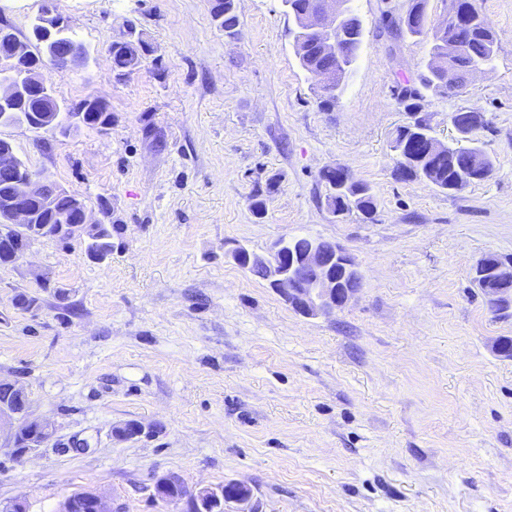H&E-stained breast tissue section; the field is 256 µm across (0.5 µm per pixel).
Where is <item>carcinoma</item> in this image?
Wrapping results in <instances>:
<instances>
[{
	"label": "carcinoma",
	"mask_w": 512,
	"mask_h": 512,
	"mask_svg": "<svg viewBox=\"0 0 512 512\" xmlns=\"http://www.w3.org/2000/svg\"><path fill=\"white\" fill-rule=\"evenodd\" d=\"M288 3L287 13L293 22L301 17L317 13L318 0H285ZM429 0H412V5L406 16L390 22V28L401 35L423 38L430 43L429 56L423 65L419 76L421 88L436 95L446 96L450 91L448 73L461 72L475 64L490 65L496 58L498 50L497 33L488 17L477 6L476 0H448L452 10L464 16L459 23L448 19L442 21L433 18L428 12ZM352 18L349 28L350 37L340 38L338 49L334 56L321 55L314 39L305 42V52L296 53L301 67L315 79L318 89V104L321 110L328 111L336 105V98L342 89L336 84L345 83L348 76L344 74L343 65L356 62L358 52L363 43V34L353 31L357 23V12L354 6H349ZM211 14L214 21L230 38L240 35V20L236 0H213ZM456 44L458 52L448 56V45ZM112 64L122 75H129L142 65L145 55L152 52L151 45L143 40L123 41L112 43ZM398 99L408 112H419L422 109L423 95L420 88L406 85L401 88ZM32 112L61 113L58 125H63L66 115L71 112H84V124L87 127L102 130V126L112 122V114L107 104L98 107L89 106V100L83 99L71 106L56 107L52 101L42 98L30 105ZM456 121L462 131L468 135L488 127V120L483 118V112L476 107L467 108V113L456 116ZM431 125L426 120L416 123L415 129L407 126L399 128L393 140V151L408 153L412 142L418 135L428 134ZM493 164L483 149L474 144L467 153L456 155L448 152V157L441 160H429L420 167L409 171L396 166V173L403 181L419 180L427 182L442 192L452 193L456 183L462 180L483 181L489 178ZM328 206L332 211H359L367 220L373 219L376 204L372 189L369 185L353 181L338 196L328 197ZM16 233L7 228L0 229V257H8L15 252ZM85 250L87 254L95 255L104 261L112 254V225L100 224L95 232L86 236Z\"/></svg>",
	"instance_id": "carcinoma-1"
}]
</instances>
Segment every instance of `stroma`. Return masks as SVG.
<instances>
[{"label":"stroma","mask_w":512,"mask_h":512,"mask_svg":"<svg viewBox=\"0 0 512 512\" xmlns=\"http://www.w3.org/2000/svg\"><path fill=\"white\" fill-rule=\"evenodd\" d=\"M210 5L57 0L88 58L43 76L60 101L104 100L112 129L0 128L112 227L105 261L74 237L0 266V381L56 427L28 456L0 447V512H58L87 490L122 512H185L152 498L162 475L191 494L244 483L259 512H512V358L497 350L512 313L472 280L487 254L512 262V0H478L499 48L466 92L424 94L444 143H467L460 108L490 123L474 138L491 176L451 195L395 175L397 94L430 45L382 13L409 0H354L364 42L327 112L282 0H237L235 39ZM139 37L152 54L117 75L108 47ZM327 166L371 186L374 220L330 212ZM297 235L340 245L361 274L331 314L300 316L224 253ZM129 422L141 434L116 436Z\"/></svg>","instance_id":"obj_1"}]
</instances>
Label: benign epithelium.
I'll return each instance as SVG.
<instances>
[{
    "mask_svg": "<svg viewBox=\"0 0 512 512\" xmlns=\"http://www.w3.org/2000/svg\"><path fill=\"white\" fill-rule=\"evenodd\" d=\"M38 16L44 25L38 40L46 42L52 33L67 26V20L58 12L56 0H40ZM348 18L346 0H325L318 14L304 20L299 41L313 36L327 54L336 53V37L342 35V27ZM9 86L0 91V101L6 102L27 94L38 98L50 92L42 76L30 77L27 73L11 70ZM20 170L19 158L13 143L0 141V171ZM60 185L45 170L35 173L29 168L22 177L21 189L0 210V222L21 230L19 247L12 257L17 261L34 241H56L72 238L88 228V217L83 200L76 199L74 210L64 215L59 224H36L34 212L39 208H50ZM236 264L247 269L260 266L265 271V280L281 298L297 313L314 316L329 313L345 305L362 288V278L354 263L341 249L329 251L326 240L309 239L305 252L296 256L287 239L274 242L266 253L260 254L237 246L231 249ZM490 269L492 282L483 279L484 269ZM474 282L487 297L490 310L496 312L512 304V263L484 258L475 270ZM4 387L14 393L21 407L6 401L0 403V430L10 425L7 447L15 455L24 457L49 441L54 426L45 419L29 418L30 401L26 391L13 383ZM153 493L166 501L179 500L186 496L180 480L172 476H160L153 485ZM188 497V496H186ZM231 500L240 505L239 512H255L251 506L252 494H227L221 489L204 488L188 497L187 503L207 501L215 512H222L224 501ZM60 512H114L112 504L101 494L93 491L78 492L68 497Z\"/></svg>",
    "mask_w": 512,
    "mask_h": 512,
    "instance_id": "7a95c632",
    "label": "benign epithelium"
}]
</instances>
